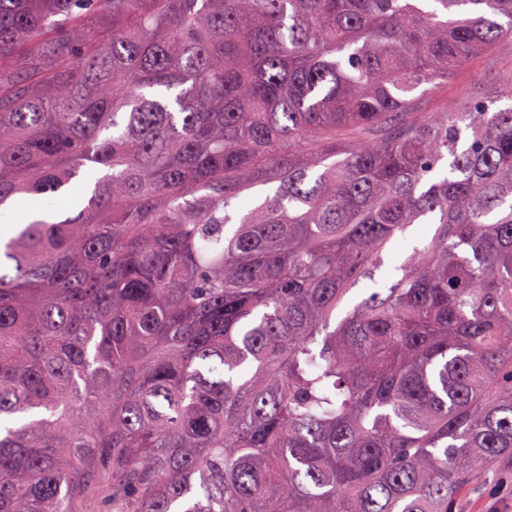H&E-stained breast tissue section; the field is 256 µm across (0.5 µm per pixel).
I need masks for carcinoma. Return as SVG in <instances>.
I'll list each match as a JSON object with an SVG mask.
<instances>
[{"mask_svg":"<svg viewBox=\"0 0 512 512\" xmlns=\"http://www.w3.org/2000/svg\"><path fill=\"white\" fill-rule=\"evenodd\" d=\"M504 38L512 0H0V221L58 217L0 239V512H448L512 453V79L415 110Z\"/></svg>","mask_w":512,"mask_h":512,"instance_id":"carcinoma-1","label":"carcinoma"}]
</instances>
